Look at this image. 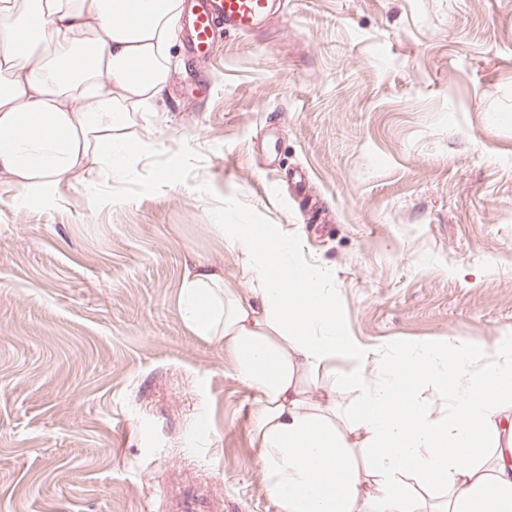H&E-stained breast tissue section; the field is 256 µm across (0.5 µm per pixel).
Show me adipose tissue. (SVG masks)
<instances>
[{"mask_svg": "<svg viewBox=\"0 0 512 512\" xmlns=\"http://www.w3.org/2000/svg\"><path fill=\"white\" fill-rule=\"evenodd\" d=\"M183 0H0V184L37 198L123 174L134 113L165 89ZM212 230L233 276L195 257L181 319L256 395L252 443L282 512H512V331L492 352L437 338L368 358L324 275L271 227ZM351 402H344L345 393Z\"/></svg>", "mask_w": 512, "mask_h": 512, "instance_id": "obj_1", "label": "adipose tissue"}]
</instances>
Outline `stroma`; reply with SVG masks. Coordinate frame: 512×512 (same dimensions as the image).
I'll list each match as a JSON object with an SVG mask.
<instances>
[{"label": "stroma", "instance_id": "stroma-1", "mask_svg": "<svg viewBox=\"0 0 512 512\" xmlns=\"http://www.w3.org/2000/svg\"><path fill=\"white\" fill-rule=\"evenodd\" d=\"M175 55L124 181L0 186V512H280L178 310L192 257L235 271L217 212L294 239L372 355L512 329V0H284Z\"/></svg>", "mask_w": 512, "mask_h": 512}]
</instances>
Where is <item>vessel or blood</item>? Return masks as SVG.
<instances>
[{
  "mask_svg": "<svg viewBox=\"0 0 512 512\" xmlns=\"http://www.w3.org/2000/svg\"><path fill=\"white\" fill-rule=\"evenodd\" d=\"M274 15L272 0H193L184 26L190 60L208 58L217 32L248 36L266 28Z\"/></svg>",
  "mask_w": 512,
  "mask_h": 512,
  "instance_id": "vessel-or-blood-1",
  "label": "vessel or blood"
}]
</instances>
